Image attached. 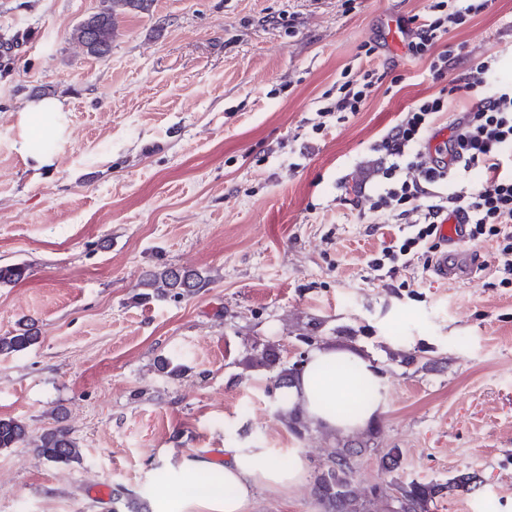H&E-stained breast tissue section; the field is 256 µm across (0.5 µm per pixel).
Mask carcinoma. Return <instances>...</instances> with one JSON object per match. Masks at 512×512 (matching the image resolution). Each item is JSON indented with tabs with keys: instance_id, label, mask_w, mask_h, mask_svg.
I'll return each instance as SVG.
<instances>
[{
	"instance_id": "carcinoma-1",
	"label": "carcinoma",
	"mask_w": 512,
	"mask_h": 512,
	"mask_svg": "<svg viewBox=\"0 0 512 512\" xmlns=\"http://www.w3.org/2000/svg\"><path fill=\"white\" fill-rule=\"evenodd\" d=\"M153 0H102L100 9L77 25L71 39L85 48V53L102 58L112 51V41L117 35L120 20L131 12H145ZM28 266L22 263L0 266V287L15 284L27 275ZM203 279L193 271H181L165 266L151 270L142 281V286L151 288L156 295L180 296L201 287ZM39 340L34 324L20 323L18 328L0 336V355L9 356L22 352ZM251 368H264L272 375L268 378V390L279 391L292 384L299 371L290 365L281 366L280 357L268 345L256 351L249 359ZM28 431L25 423L13 417H0V450L13 448L25 441ZM367 448L354 440H340L330 454L326 464L315 469L313 493L323 504L325 512H378L382 499L377 487L367 495L359 494L354 488L353 460ZM38 451L47 462L68 465L81 460V451L69 430L59 425L45 431L39 439ZM473 479L468 473H461L444 484L418 480L394 483L399 503L398 512H429L430 503L457 489H465Z\"/></svg>"
}]
</instances>
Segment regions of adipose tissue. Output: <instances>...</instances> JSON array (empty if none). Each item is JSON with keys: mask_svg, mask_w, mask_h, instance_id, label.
<instances>
[{"mask_svg": "<svg viewBox=\"0 0 512 512\" xmlns=\"http://www.w3.org/2000/svg\"><path fill=\"white\" fill-rule=\"evenodd\" d=\"M377 383L367 361L320 344L310 351L305 368L292 387L287 388L283 407H301L311 428L348 437L378 413L375 404L361 411L355 408L363 386ZM212 467V462L206 460L187 459L180 480L170 489L172 497L179 500L194 490L199 500L218 506L219 512H248L258 486L285 487L296 482L306 468V461L297 458L294 470L284 473L271 460L268 449L232 446L225 449L224 461L218 466L220 484L196 489L194 476Z\"/></svg>", "mask_w": 512, "mask_h": 512, "instance_id": "ef3b65f1", "label": "adipose tissue"}]
</instances>
